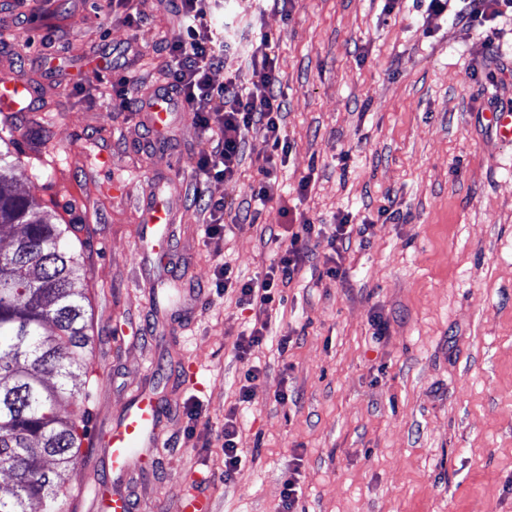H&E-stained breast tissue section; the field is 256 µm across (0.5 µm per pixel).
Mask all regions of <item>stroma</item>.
Instances as JSON below:
<instances>
[{"mask_svg":"<svg viewBox=\"0 0 512 512\" xmlns=\"http://www.w3.org/2000/svg\"><path fill=\"white\" fill-rule=\"evenodd\" d=\"M40 2L23 23L0 6V28L17 33L0 45V74L40 87L5 131L16 179L58 223L83 224L87 435L66 512H91L103 485L130 490L137 512H176L190 486L215 512H280L291 477L293 512H512V145L483 117L489 100L512 106V40L488 62L485 30L428 15L425 0H293L286 13L224 0L243 40L277 39L290 149L256 223L211 238L196 192L249 199L270 144L250 133L241 177L203 181L196 160L211 143L185 111L146 150L156 132L121 110L108 56L125 54L139 93L164 85L174 17L158 0L133 25L119 0ZM44 115L47 150L35 140ZM117 180L128 190L116 197ZM153 192L178 200L166 263L139 246ZM390 200L399 219L378 214ZM299 215L322 227L314 259L240 352L254 313L237 288L216 287L217 270L263 275L278 249L267 225ZM345 215L374 226L336 280L326 238ZM145 390L167 402L161 445L148 471L118 478L105 464L112 422ZM231 411L243 461L228 479Z\"/></svg>","mask_w":512,"mask_h":512,"instance_id":"1","label":"stroma"}]
</instances>
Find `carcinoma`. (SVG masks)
Instances as JSON below:
<instances>
[{
  "label": "carcinoma",
  "mask_w": 512,
  "mask_h": 512,
  "mask_svg": "<svg viewBox=\"0 0 512 512\" xmlns=\"http://www.w3.org/2000/svg\"><path fill=\"white\" fill-rule=\"evenodd\" d=\"M75 224H56L14 180L0 149V512H62L66 471L86 435L77 371L88 370L85 275L70 251Z\"/></svg>",
  "instance_id": "1"
}]
</instances>
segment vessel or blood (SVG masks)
Instances as JSON below:
<instances>
[{"mask_svg":"<svg viewBox=\"0 0 512 512\" xmlns=\"http://www.w3.org/2000/svg\"><path fill=\"white\" fill-rule=\"evenodd\" d=\"M36 98L33 85L24 80L7 77L0 79V112L19 115L28 111ZM174 102L155 100L146 104L144 110L153 128H160L176 111ZM173 200L157 194L147 196L142 205L144 227L140 238L141 247L160 253L171 250L169 237L160 236L158 227L173 221ZM165 415L164 404L150 394L137 395L119 419L112 423L108 459L113 471H125L131 464L144 462L148 449L156 447L160 438L159 427ZM93 508L95 512H133L131 495L106 494L97 490Z\"/></svg>","mask_w":512,"mask_h":512,"instance_id":"b4317fda","label":"vessel or blood"}]
</instances>
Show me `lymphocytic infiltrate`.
Masks as SVG:
<instances>
[{
  "mask_svg": "<svg viewBox=\"0 0 512 512\" xmlns=\"http://www.w3.org/2000/svg\"><path fill=\"white\" fill-rule=\"evenodd\" d=\"M172 9L180 34L165 42L163 50L172 83L159 87L157 96L185 105L196 125L213 142L211 150L199 155L196 169L206 179L223 181L237 177L245 139L250 132L262 133L271 145V154L259 172L261 178L252 189L253 199L270 196L275 158L287 154L288 139L282 121L286 102L281 90L275 40L259 38L250 56L251 78L241 84L228 78L214 84L211 74L223 68L224 58L233 45L232 38L216 24L219 0H174ZM431 14L451 13L453 22L481 26L485 22L512 15V0H463L459 10L449 11L448 0H427ZM321 230L310 219H302L288 244L277 252L263 277L249 280L240 288V304L266 312L279 293L312 255L310 243Z\"/></svg>",
  "mask_w": 512,
  "mask_h": 512,
  "instance_id": "1",
  "label": "lymphocytic infiltrate"
}]
</instances>
